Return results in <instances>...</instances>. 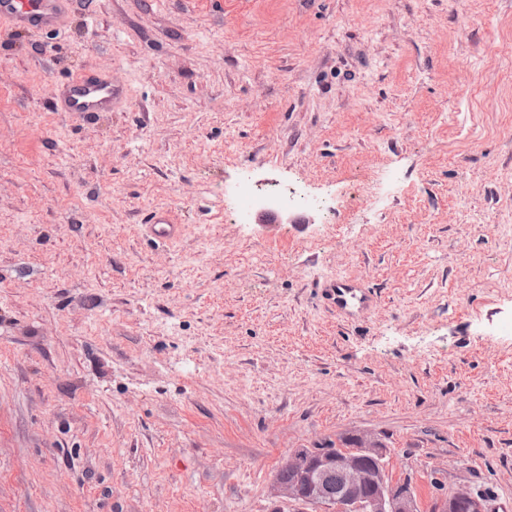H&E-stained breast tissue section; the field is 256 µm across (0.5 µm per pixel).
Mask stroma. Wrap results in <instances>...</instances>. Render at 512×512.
I'll use <instances>...</instances> for the list:
<instances>
[{
  "label": "stroma",
  "mask_w": 512,
  "mask_h": 512,
  "mask_svg": "<svg viewBox=\"0 0 512 512\" xmlns=\"http://www.w3.org/2000/svg\"><path fill=\"white\" fill-rule=\"evenodd\" d=\"M103 59L112 111H54ZM245 176L322 204L237 223ZM510 318L512 0H96L0 44V512H270L356 434L420 512H494ZM150 236L159 243L171 242L178 238L182 232V224H178L164 210L151 211L145 220ZM328 300L340 313L366 310L377 299L374 290L348 281H336L325 289ZM436 488L441 491L438 500V512H481V504L465 485H457L444 491L440 479L435 478Z\"/></svg>",
  "instance_id": "35a3bbf8"
}]
</instances>
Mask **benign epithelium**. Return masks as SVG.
I'll list each match as a JSON object with an SVG mask.
<instances>
[{"mask_svg": "<svg viewBox=\"0 0 512 512\" xmlns=\"http://www.w3.org/2000/svg\"><path fill=\"white\" fill-rule=\"evenodd\" d=\"M387 449L361 435L348 448H296L288 453L281 468L299 471L306 477L305 488L274 482L273 496L284 505L300 503L313 512H417L414 488L409 480L389 479ZM339 473L342 491L328 497L324 486L331 473ZM440 490L438 512H481V504L465 485Z\"/></svg>", "mask_w": 512, "mask_h": 512, "instance_id": "obj_1", "label": "benign epithelium"}]
</instances>
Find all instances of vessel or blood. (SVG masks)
Wrapping results in <instances>:
<instances>
[{
	"label": "vessel or blood",
	"instance_id": "b4317fda",
	"mask_svg": "<svg viewBox=\"0 0 512 512\" xmlns=\"http://www.w3.org/2000/svg\"><path fill=\"white\" fill-rule=\"evenodd\" d=\"M92 0H0V27L10 31L29 32L52 30L65 33L68 19L76 11H89ZM112 69L96 66L72 74L68 80L52 89V103L59 112H69L92 121L111 111L121 96ZM151 236L166 243L178 238L181 224L176 223L164 210L151 211L145 220ZM332 306L340 313L349 315L364 310L376 299L374 290L365 286L339 281L326 289Z\"/></svg>",
	"mask_w": 512,
	"mask_h": 512
}]
</instances>
